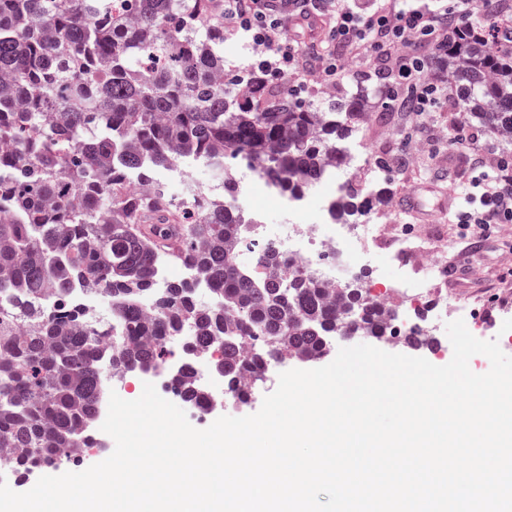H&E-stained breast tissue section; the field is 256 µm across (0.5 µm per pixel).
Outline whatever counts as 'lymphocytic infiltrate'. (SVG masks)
Returning <instances> with one entry per match:
<instances>
[{
    "label": "lymphocytic infiltrate",
    "mask_w": 512,
    "mask_h": 512,
    "mask_svg": "<svg viewBox=\"0 0 512 512\" xmlns=\"http://www.w3.org/2000/svg\"><path fill=\"white\" fill-rule=\"evenodd\" d=\"M224 36L247 40L252 66L276 78H289L288 90L307 91L316 74L328 84L348 77L346 60L362 59L363 78L380 72L383 107L426 119L441 111L448 88L429 80L432 63L425 46L447 42L449 29L470 27L476 0H377L361 13L349 0H217ZM412 90L402 98L400 89ZM458 195L468 204L453 205V217L467 237L486 238L497 225L512 223V173L501 163L477 166Z\"/></svg>",
    "instance_id": "f902f5d3"
}]
</instances>
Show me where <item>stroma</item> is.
I'll return each instance as SVG.
<instances>
[{
  "instance_id": "obj_1",
  "label": "stroma",
  "mask_w": 512,
  "mask_h": 512,
  "mask_svg": "<svg viewBox=\"0 0 512 512\" xmlns=\"http://www.w3.org/2000/svg\"><path fill=\"white\" fill-rule=\"evenodd\" d=\"M361 89L368 92L369 110L359 114L355 124L359 129L358 140L365 166H372L376 157L388 158L395 176L391 199L399 204L396 214L402 226L411 230L422 224L413 213L401 209L400 204L410 194H419L422 204L432 212L430 221L425 225L447 245L451 256L446 273L449 302L470 303L473 319L478 322L485 320L487 311L497 310L498 295L512 296V229L503 225L490 238L469 240L459 225L450 223L447 213L438 212V192L442 189L453 191L456 183L466 181L479 159L494 160L512 155V145H505L501 139L483 131L474 144V155L449 148L447 137L440 134L448 123L447 113H435L428 125L406 121L404 113L383 108L379 87L371 81L348 78L323 92L318 87H310L309 95L321 104L328 97L354 94ZM376 346L390 353L422 357L437 366L446 365L453 356L448 336L440 333L433 336L431 344L421 347L410 346L403 338L396 341L384 338L378 340ZM300 366V361L291 357L272 362L266 372V383L255 384L247 402L228 398L219 410L205 413L187 403L182 409L191 425L198 429L207 428L222 414L242 417L256 413L264 396L276 389L279 374ZM114 447L113 439L103 436L97 445L60 464L12 475L10 487L14 491L25 492L41 476L83 471L106 459Z\"/></svg>"
}]
</instances>
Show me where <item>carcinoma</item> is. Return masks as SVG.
I'll return each instance as SVG.
<instances>
[{
  "label": "carcinoma",
  "instance_id": "obj_1",
  "mask_svg": "<svg viewBox=\"0 0 512 512\" xmlns=\"http://www.w3.org/2000/svg\"><path fill=\"white\" fill-rule=\"evenodd\" d=\"M458 84L462 110L479 128L512 139V55L478 27L435 51ZM364 95L315 105L250 68H224V22L215 0H0V448L22 457L14 472L74 456L104 396L102 365L122 375L161 371L168 345L192 330L185 352L219 351L224 386L259 378L275 359H317L348 331L384 338L396 312L371 303L360 283L331 292L310 274L264 279L239 263L252 217L222 198L172 200L156 174L204 164L235 183L230 162L254 158L266 182L296 195L345 160L357 141L353 116ZM347 182L331 206L357 224L383 204L393 180ZM136 176L154 185L125 191ZM196 269L212 302L174 280L154 288L160 253ZM275 268L276 253L253 251ZM102 292L107 319L62 317L41 307L51 288L68 303L75 285ZM182 399L207 410L213 396L188 361L175 374Z\"/></svg>",
  "mask_w": 512,
  "mask_h": 512
}]
</instances>
